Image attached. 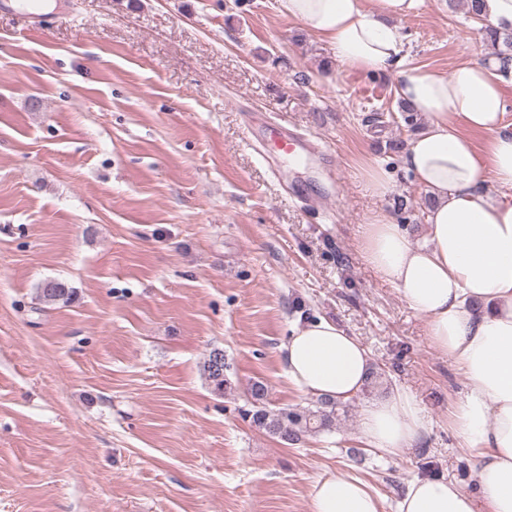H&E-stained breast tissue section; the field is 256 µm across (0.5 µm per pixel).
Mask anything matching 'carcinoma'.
<instances>
[{"mask_svg":"<svg viewBox=\"0 0 512 512\" xmlns=\"http://www.w3.org/2000/svg\"><path fill=\"white\" fill-rule=\"evenodd\" d=\"M489 39L495 46L502 45L512 51V27H486ZM74 295L73 288L60 280H48L40 288L39 299L46 304H67ZM224 350L212 349L203 363V374L214 392L218 394L231 387ZM268 390L264 383L255 382L250 388V399L243 416L259 429L291 445H297L311 434H331L336 431L339 413H347L346 407L330 398L322 397L308 408L271 410L267 407Z\"/></svg>","mask_w":512,"mask_h":512,"instance_id":"obj_1","label":"carcinoma"}]
</instances>
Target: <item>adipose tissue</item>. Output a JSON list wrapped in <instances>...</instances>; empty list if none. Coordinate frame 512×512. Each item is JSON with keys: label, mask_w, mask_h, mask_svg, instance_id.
Instances as JSON below:
<instances>
[{"label": "adipose tissue", "mask_w": 512, "mask_h": 512, "mask_svg": "<svg viewBox=\"0 0 512 512\" xmlns=\"http://www.w3.org/2000/svg\"><path fill=\"white\" fill-rule=\"evenodd\" d=\"M280 14L323 39L340 66L397 71V94L426 125L403 163L429 193V241L417 244L385 209L364 224L359 251L366 264L427 319L430 345L464 379L452 422L476 458L479 496L442 476L410 478L397 512H512V124L505 121L502 85L512 57L465 61L452 75L406 65L398 20L422 0H277ZM487 134L478 148L472 133ZM502 191H481L484 180ZM286 374L298 389L338 401L363 387L371 361L357 338L316 319L281 345ZM428 430L416 395L397 386L368 404L360 433L395 457L412 451ZM311 512H383L381 498L358 477H318Z\"/></svg>", "instance_id": "1"}]
</instances>
